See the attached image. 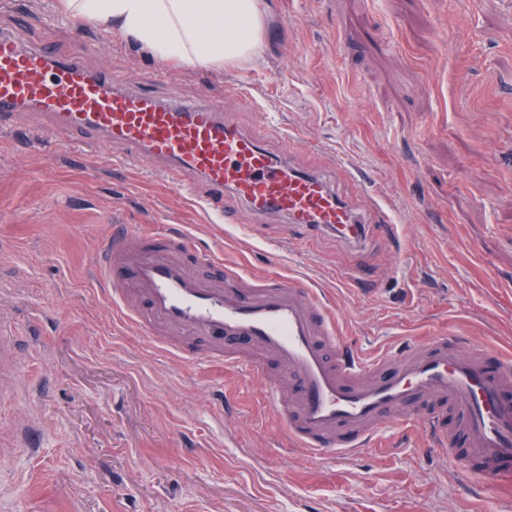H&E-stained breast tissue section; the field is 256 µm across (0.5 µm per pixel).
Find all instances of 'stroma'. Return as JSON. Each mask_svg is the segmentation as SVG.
<instances>
[{
	"label": "stroma",
	"instance_id": "stroma-1",
	"mask_svg": "<svg viewBox=\"0 0 512 512\" xmlns=\"http://www.w3.org/2000/svg\"><path fill=\"white\" fill-rule=\"evenodd\" d=\"M263 51L220 69L157 61L130 37L0 0V29L49 39L166 101L208 95L240 130L298 133L368 222L360 245L255 218L204 224L149 171L74 157L32 117L0 137V512H512L421 425L354 458L289 447L261 381L183 365L121 326L88 264L108 224H183L228 262L297 274L372 357L467 329L512 353V0H261ZM387 204L399 226L369 219Z\"/></svg>",
	"mask_w": 512,
	"mask_h": 512
}]
</instances>
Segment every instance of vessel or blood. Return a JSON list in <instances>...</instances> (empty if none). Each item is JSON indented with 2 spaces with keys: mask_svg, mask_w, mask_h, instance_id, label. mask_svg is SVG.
<instances>
[{
  "mask_svg": "<svg viewBox=\"0 0 512 512\" xmlns=\"http://www.w3.org/2000/svg\"><path fill=\"white\" fill-rule=\"evenodd\" d=\"M19 110L61 135L65 146L89 145L102 164L112 163V146L125 147L129 162L153 165L208 223H231L224 208L230 195L253 215L332 230L351 243L363 239L365 227L350 205L320 174L295 167V135L276 126L260 135L239 131L208 97L175 103L133 93L111 71L61 56L52 42L32 46L1 32L0 129ZM266 135L280 139L278 154L265 148ZM91 265L114 317L182 363L218 361L249 379L263 374V364L224 345L260 347L295 382L283 416L292 446L308 457L357 456L385 427L414 418L418 401L447 398L462 414L481 478L512 482L504 467L512 459V401L503 398L512 389L511 355L456 331L419 351L356 357L306 280L248 275L174 224L160 231L108 225ZM200 267L213 277L198 276ZM415 418L439 444H451L438 412Z\"/></svg>",
  "mask_w": 512,
  "mask_h": 512,
  "instance_id": "1",
  "label": "vessel or blood"
}]
</instances>
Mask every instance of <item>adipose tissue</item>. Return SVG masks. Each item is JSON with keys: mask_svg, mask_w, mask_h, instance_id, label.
<instances>
[{"mask_svg": "<svg viewBox=\"0 0 512 512\" xmlns=\"http://www.w3.org/2000/svg\"><path fill=\"white\" fill-rule=\"evenodd\" d=\"M60 8L187 67L237 64L262 49L258 0H60Z\"/></svg>", "mask_w": 512, "mask_h": 512, "instance_id": "obj_1", "label": "adipose tissue"}]
</instances>
